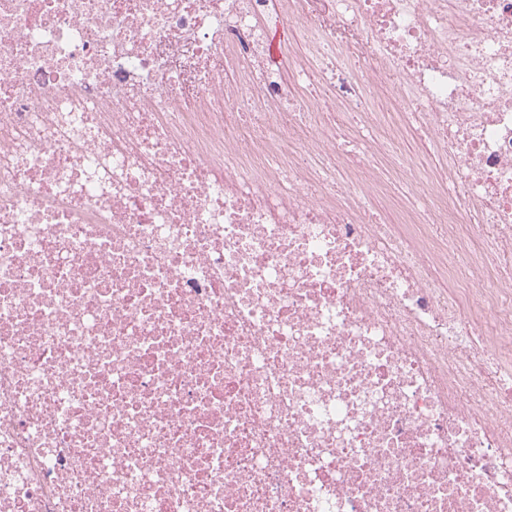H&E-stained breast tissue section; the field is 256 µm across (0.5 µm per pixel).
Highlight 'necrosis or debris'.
Instances as JSON below:
<instances>
[{
	"label": "necrosis or debris",
	"mask_w": 512,
	"mask_h": 512,
	"mask_svg": "<svg viewBox=\"0 0 512 512\" xmlns=\"http://www.w3.org/2000/svg\"><path fill=\"white\" fill-rule=\"evenodd\" d=\"M0 512H512V0H0ZM263 27L266 29L268 45L270 43V54L273 57L277 56L278 53V43L273 38L270 42L271 36L275 35V33H284L285 38L280 43L279 57L276 61H273L270 56V60L274 67H279L281 71V76L284 79L288 80V68L286 66V59L288 58L289 52L293 51L296 48V40L297 34L296 31L284 24L276 17L275 14L270 15L267 20L264 22Z\"/></svg>",
	"instance_id": "obj_1"
}]
</instances>
